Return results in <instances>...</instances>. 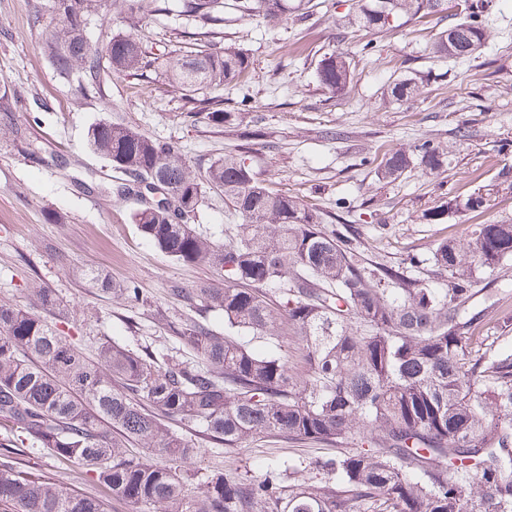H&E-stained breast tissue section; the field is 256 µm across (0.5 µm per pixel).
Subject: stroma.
I'll list each match as a JSON object with an SVG mask.
<instances>
[{
  "instance_id": "obj_1",
  "label": "stroma",
  "mask_w": 512,
  "mask_h": 512,
  "mask_svg": "<svg viewBox=\"0 0 512 512\" xmlns=\"http://www.w3.org/2000/svg\"><path fill=\"white\" fill-rule=\"evenodd\" d=\"M474 3L487 41L465 61L433 57L434 41L449 27L433 16L401 15L392 32L373 35L348 24L357 0H310L304 13L275 25L225 9L222 42L248 56L250 67L236 84L215 88L228 114L215 127L191 121V102L165 72L175 57L207 40L200 24L180 15L178 0H165L166 11L136 25L103 0L84 27L88 41L102 49L113 36L133 33L148 65L129 75L101 61L100 85L90 92L78 75L60 73L45 49L56 24L49 0H0V124L22 130L21 137L0 138V302L28 304L35 281L51 288L69 312L45 311L42 319L92 357L109 337L163 349L169 322L201 315L170 297L168 286L220 281L211 266L185 265L150 247L129 220L136 200L100 192L118 177L88 147V130L100 121L171 143L199 171L225 153L244 152L258 178L318 208L327 228L343 219L357 227L369 257L398 263L420 254L416 276L433 280L429 257L436 243L465 239L474 224L512 220V0H460V8ZM344 50L352 80L336 96L320 85L316 70L325 54ZM407 72L419 95L389 98L388 85ZM426 141L445 157L438 173L415 164L394 181L377 176L373 158ZM475 192L487 195V208H448L449 200ZM440 206L447 209L443 219L429 220ZM238 221L223 194L212 191L193 219L198 231L218 238ZM84 267L136 285L140 301L99 294L80 278ZM471 286L475 296L501 297L512 315V260L476 271ZM192 439L198 453L183 475L194 492L215 475L259 479L268 466L310 463L329 453L283 436L232 451L198 433ZM11 460L103 500L108 512H132L80 466L43 449L17 448Z\"/></svg>"
}]
</instances>
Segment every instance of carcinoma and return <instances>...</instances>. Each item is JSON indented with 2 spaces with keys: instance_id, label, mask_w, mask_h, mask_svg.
<instances>
[{
  "instance_id": "carcinoma-1",
  "label": "carcinoma",
  "mask_w": 512,
  "mask_h": 512,
  "mask_svg": "<svg viewBox=\"0 0 512 512\" xmlns=\"http://www.w3.org/2000/svg\"><path fill=\"white\" fill-rule=\"evenodd\" d=\"M98 0H51L62 25L46 35L58 67L79 69L88 84L100 81L98 51L83 37ZM181 13L217 30L224 0H180ZM300 0H233L242 16L278 23L301 10ZM448 0H365L360 27L392 29L400 13L444 16ZM485 42L473 15L440 33L433 51L463 59ZM112 70L136 74L144 52L131 34L112 37ZM248 58L218 42L170 66L171 80L192 97L229 84L249 68ZM320 84L343 95L351 81L344 53L317 68ZM418 92L402 77L387 94L407 100ZM198 100L189 118L224 124L223 110ZM91 151L113 169L133 176L112 186L124 197L139 189L160 193L153 205L130 212L140 235L166 256L205 263L224 272V284L173 285L168 294L224 317V333L206 322L168 324L181 358L103 340L87 358L31 308L58 310L62 300L33 284L30 306L0 303L1 448L28 442L58 462H74L112 495L152 512H512V342L503 317L500 335L488 338L500 299L472 303L477 269L493 271L512 256V224H476L464 241L436 244L431 261L448 274L436 288L411 277L422 260L368 261L354 226L325 227L319 211L257 180L245 159L226 155L204 173L172 145L107 121L88 131ZM420 164L435 173L444 164L429 142ZM412 155L396 151L377 173L399 178ZM241 218L226 242L189 220L208 191ZM471 194L448 208L481 209ZM446 208V209H448ZM446 209L430 213L439 221ZM104 295L140 300V289L117 285L92 269L80 270ZM290 329L306 348L295 371L281 350L255 352L244 337L276 339ZM199 425L226 448L261 434L345 449L306 468L288 467V480L268 467L259 480L218 476L197 493L186 488L182 465L198 453L195 442L169 423ZM0 512H106L99 499L68 492L41 474L0 463Z\"/></svg>"
}]
</instances>
